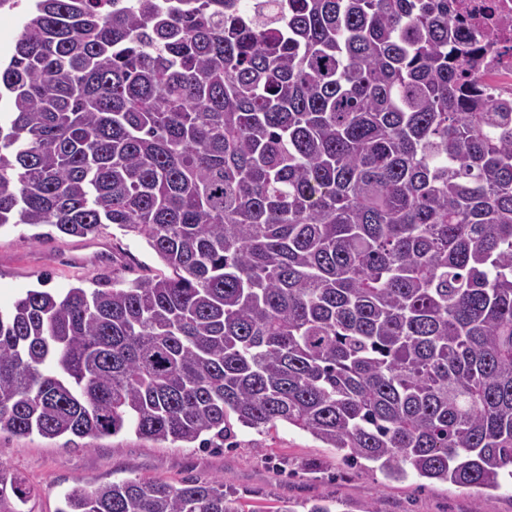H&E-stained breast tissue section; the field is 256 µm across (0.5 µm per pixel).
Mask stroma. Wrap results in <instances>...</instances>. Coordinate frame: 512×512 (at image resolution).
<instances>
[{
	"instance_id": "1",
	"label": "stroma",
	"mask_w": 512,
	"mask_h": 512,
	"mask_svg": "<svg viewBox=\"0 0 512 512\" xmlns=\"http://www.w3.org/2000/svg\"><path fill=\"white\" fill-rule=\"evenodd\" d=\"M25 224L0 228V307H11L26 290L64 291L90 287L96 278L129 282L166 273L143 240L121 232L100 235L95 261L71 264L84 241L58 231L34 239ZM229 448H183L131 432L90 437L77 445L37 434L0 433V466L23 474L34 491L32 512H57L75 483L97 485L130 478L172 483L195 475L223 478L245 502L257 506L282 501L301 506L330 498L341 512H512V490L458 488L414 476L387 478L369 462L343 460L311 435L278 425L266 433L242 426Z\"/></svg>"
}]
</instances>
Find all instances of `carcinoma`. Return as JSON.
Instances as JSON below:
<instances>
[{
    "mask_svg": "<svg viewBox=\"0 0 512 512\" xmlns=\"http://www.w3.org/2000/svg\"><path fill=\"white\" fill-rule=\"evenodd\" d=\"M0 228L171 270L0 308V432L343 457L512 486V107L448 0H0ZM0 468V512H25ZM57 512L246 508L222 479L77 484ZM18 26L9 18L0 19V61L9 58L14 51Z\"/></svg>",
    "mask_w": 512,
    "mask_h": 512,
    "instance_id": "cac0c4a2",
    "label": "carcinoma"
}]
</instances>
